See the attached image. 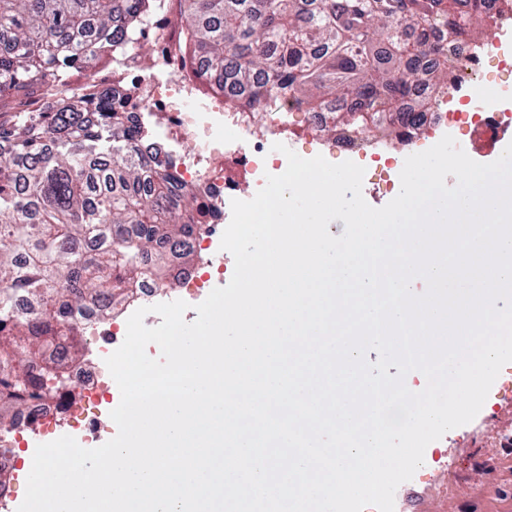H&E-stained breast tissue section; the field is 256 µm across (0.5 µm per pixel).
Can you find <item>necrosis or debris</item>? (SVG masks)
I'll list each match as a JSON object with an SVG mask.
<instances>
[{"label": "necrosis or debris", "mask_w": 512, "mask_h": 512, "mask_svg": "<svg viewBox=\"0 0 512 512\" xmlns=\"http://www.w3.org/2000/svg\"><path fill=\"white\" fill-rule=\"evenodd\" d=\"M164 38L154 51L157 65L170 79L158 81L138 57L123 59L122 72L113 74L112 89L134 104L141 125L155 124L159 133L149 135L147 150L176 166L181 181L197 191L214 211L211 224L190 239L188 246L196 262L188 267L182 284L187 293L201 295L212 273H224L226 263H214L222 234L228 226L235 199L248 200L265 184L266 174L278 175L287 167L286 158L274 151L275 143L299 140L319 143L329 162H368V175L383 174L386 188H393L392 171L402 170L404 159L392 155L378 136L364 137L350 129L327 134L331 124L326 112L298 113L294 99L284 97L270 108H229L231 90H213L200 76L199 65L178 47L180 21L172 7H161L151 18ZM448 64L458 75L450 91L436 95L434 107L422 122L421 131L403 126L401 132L409 153L438 143L443 136L464 130L488 145L504 142L512 131V113L503 103L512 98V82L497 80L498 72L512 74V43L501 40L480 53L451 39H443ZM162 284L144 278L115 302L93 300L74 310L70 321L77 334L94 342L100 332L110 339L97 348V365L76 364L69 383L48 397L30 398L12 426L0 432V480L11 481L19 470L13 447L51 442L60 433L83 441L99 440L110 428L103 405L120 401L117 384L105 359L123 342L129 316L138 308L162 302Z\"/></svg>", "instance_id": "obj_1"}]
</instances>
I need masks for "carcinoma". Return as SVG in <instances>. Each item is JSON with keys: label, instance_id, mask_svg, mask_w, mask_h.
<instances>
[{"label": "carcinoma", "instance_id": "cac0c4a2", "mask_svg": "<svg viewBox=\"0 0 512 512\" xmlns=\"http://www.w3.org/2000/svg\"><path fill=\"white\" fill-rule=\"evenodd\" d=\"M153 2L0 0V100L37 86L55 97L72 70L92 78L107 58L146 55L153 32L140 8ZM183 2L180 43L210 84L236 90L240 107L288 95L306 112L331 113L329 131L362 134L420 125L432 97L406 106L416 86L454 79L428 27L476 45L483 21L481 0ZM133 111L92 82L76 101L0 123V426L79 360L69 311L141 278L180 280L188 241L210 217L173 165L139 151L148 132ZM26 296L46 313L18 317ZM31 356L45 361L36 378Z\"/></svg>", "mask_w": 512, "mask_h": 512}]
</instances>
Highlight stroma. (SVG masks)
Here are the masks:
<instances>
[{
	"mask_svg": "<svg viewBox=\"0 0 512 512\" xmlns=\"http://www.w3.org/2000/svg\"><path fill=\"white\" fill-rule=\"evenodd\" d=\"M512 363L506 364L473 421L430 443L412 483L435 512H512Z\"/></svg>",
	"mask_w": 512,
	"mask_h": 512,
	"instance_id": "1",
	"label": "stroma"
}]
</instances>
